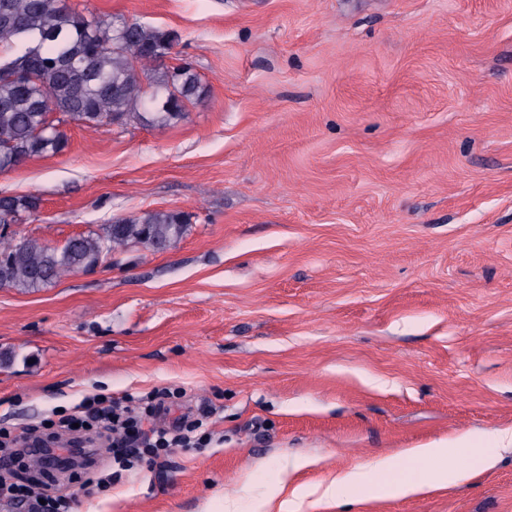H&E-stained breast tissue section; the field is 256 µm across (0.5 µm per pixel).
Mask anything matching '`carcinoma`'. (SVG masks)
<instances>
[{
  "instance_id": "1",
  "label": "carcinoma",
  "mask_w": 512,
  "mask_h": 512,
  "mask_svg": "<svg viewBox=\"0 0 512 512\" xmlns=\"http://www.w3.org/2000/svg\"><path fill=\"white\" fill-rule=\"evenodd\" d=\"M176 37L137 21L87 16L67 0H0V171L67 145L62 124L98 128L123 122L171 125L205 95L188 64H162ZM36 195L0 197V225L36 217ZM182 215L150 210L115 218L61 247L0 236V287L32 292L96 266L133 245L163 251L183 238Z\"/></svg>"
}]
</instances>
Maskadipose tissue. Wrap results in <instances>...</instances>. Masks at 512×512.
<instances>
[{"label": "adipose tissue", "instance_id": "1", "mask_svg": "<svg viewBox=\"0 0 512 512\" xmlns=\"http://www.w3.org/2000/svg\"><path fill=\"white\" fill-rule=\"evenodd\" d=\"M447 448L441 444H432L421 448L406 449L402 458L387 457L380 461L381 471L387 473L388 478L384 481L370 479L363 471L354 469L345 472L331 481L323 490L322 497L326 500L338 498L341 489L349 484L360 486L366 498L376 499L389 496L390 492H398L404 495L422 491L424 487L446 488L469 478L474 467L470 458L474 453L470 446L469 439L463 438L459 441L456 456L460 461L459 466L433 472L428 482L413 481L405 479L402 481H390L389 476L399 470L402 461H412L426 466L446 456Z\"/></svg>", "mask_w": 512, "mask_h": 512}]
</instances>
